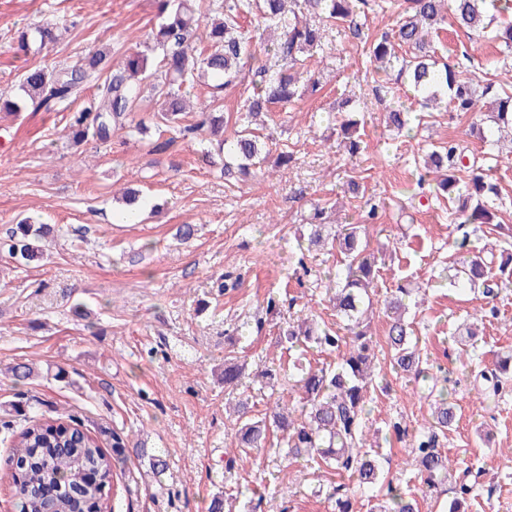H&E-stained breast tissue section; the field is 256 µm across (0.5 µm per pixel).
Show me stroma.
I'll list each match as a JSON object with an SVG mask.
<instances>
[{"mask_svg": "<svg viewBox=\"0 0 512 512\" xmlns=\"http://www.w3.org/2000/svg\"><path fill=\"white\" fill-rule=\"evenodd\" d=\"M398 3L369 0L361 35L331 33L328 50L308 60L310 69L326 76L321 90L274 107L265 122L276 139L274 153H292V162L246 182L225 183L206 161L205 130L163 154L148 153L143 140L122 131L109 145L76 148L65 133L88 97L51 111L29 106L0 112V239L26 216L61 229L46 246L42 266L16 268L0 252V407L34 397L42 400L45 416L75 413L89 431L105 426L131 445L144 443L147 456L131 448L117 465L105 512H207L219 491L234 495L236 512H254L259 491L265 494L260 503L284 512H333L326 488L337 477L314 472L310 462L289 467L269 451L237 456L233 469H226L232 430L224 409V358L245 353L251 374L280 358L279 327L292 313L284 308L265 318L263 302L270 295L299 296L317 319L335 326L321 287L298 286L297 278L305 266L335 271L336 255L300 253L296 240L309 234L305 219L318 204L340 202V221L367 224L368 195L385 202L378 223L367 224L371 246L397 250L394 265L380 272L378 289L414 288L420 303L415 334L430 363L443 367L459 404V423L440 445L460 467L484 469L492 486L469 512H512V392L494 412L484 411L451 337L458 325L493 307L498 317L483 330L482 359L488 364L494 353L512 349V288L488 297L434 282L455 241L479 250L492 236L464 235L446 199H414L422 148L456 140L478 155L479 132L473 116L436 111L421 128L400 134L386 127L383 103L365 94L372 65L364 43L393 26ZM47 22L64 32L43 48L35 29ZM154 24L153 0H0V95L20 96L28 68L72 66L97 49L120 63L127 52L150 43ZM21 30L30 33L25 52L15 48ZM434 45L463 70L497 61L493 80L512 83V59L504 60L498 41L447 27ZM353 95L364 96L365 108L358 114L361 150L351 156L339 148L327 116ZM351 178L363 186L364 197L347 194ZM127 188L143 189L164 210L137 224L117 223L116 198ZM180 224L196 225V236L185 243L175 239ZM227 274L238 285L223 291L217 282ZM76 303L81 309L75 313ZM259 317L261 334L232 343L235 327ZM387 329L384 315H376L372 332L381 369L370 419L379 431L387 479L400 491L417 493L390 426L398 422L418 432L429 408L417 383L392 369ZM17 364L34 369L20 384L7 372ZM60 368L65 378H56ZM154 452L167 463L159 476L149 465Z\"/></svg>", "mask_w": 512, "mask_h": 512, "instance_id": "1", "label": "stroma"}]
</instances>
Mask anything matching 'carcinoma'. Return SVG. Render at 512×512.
I'll return each mask as SVG.
<instances>
[{
    "instance_id": "carcinoma-1",
    "label": "carcinoma",
    "mask_w": 512,
    "mask_h": 512,
    "mask_svg": "<svg viewBox=\"0 0 512 512\" xmlns=\"http://www.w3.org/2000/svg\"><path fill=\"white\" fill-rule=\"evenodd\" d=\"M155 3L157 23L153 45L147 50L129 52L115 69L104 49L88 53L74 66L31 67L22 75V98L1 97L0 111L19 112L29 104L49 111L92 86L96 89L93 105L73 113L67 137L75 145L89 139L106 144L119 130L130 136L147 132L145 120L134 121L132 112L141 91L148 87L166 101L165 109L154 116L159 135H164L166 128H176L182 138L192 139L208 125L217 137L224 179L247 177L257 173L269 154L252 125L272 106L285 107L301 92L320 90V78L308 69L307 59L324 50L329 30L354 23L356 8L364 0H305L302 5L317 18L314 25L299 21L302 5L297 0ZM253 13L262 26L278 31L275 41L262 45L264 61L258 59L250 31L241 24ZM494 22L495 38L511 49L512 16L508 6L496 0H402L393 32L381 34L368 47L374 75L382 79L381 88L389 98L388 127L401 132L410 125V109L397 103L396 89L390 85V73L395 71L397 78L407 80L413 99L426 109L443 106L451 112L476 115L482 111L480 100L486 99L494 123L492 134L496 135L486 154L495 167L502 159L511 161L512 145L502 144L501 133L512 131V85L488 82L478 95L474 79L453 66L439 64L433 47V34L447 23L483 33ZM156 51L162 59L155 67L151 54ZM248 69L259 82L244 100L243 112L236 118L239 129L233 136H222L224 115L210 112L209 103L201 105L199 123L180 124L186 109L182 89L195 75L207 78L210 99L214 100L224 88L242 82ZM357 125L353 118L340 124L344 147L351 156L360 151V142L352 138ZM424 164L427 170L439 173L434 179L435 196L458 202V223L502 228L495 206L498 188L466 148L455 143L434 146L425 154ZM326 214L323 207L314 212L308 242L311 246L328 244L339 253L335 274L326 278L325 295L341 325L322 327L301 310L280 333L279 344L290 352L312 348L334 353L337 362L307 368L297 357L288 365V379L294 381L303 400L298 414L278 400L261 417L252 414L253 404L247 398L228 403L236 428L235 449L245 455L259 452L275 434L286 448L288 463L302 458L314 463L318 471L332 468L349 475L355 488L338 483L328 495L335 502L334 512H352L355 492L381 500L376 512H419L417 499L385 480L381 456L368 449L370 434H378L368 425V404L379 374L370 314L381 303L389 318L387 345L393 368L430 383L427 430L409 438L406 430L395 425L394 433L399 440L409 438L413 477L422 492L439 503L450 490L454 497L447 502V512H464L468 499L480 495L481 485L470 479V470L457 469L437 448L438 436L452 430L458 421V404L448 397L447 387H437L438 379L426 368L427 359L414 338L413 323L407 319L412 289L400 285L390 297L379 300L378 277L386 265V251L368 249L360 224H338L332 240L326 241L321 222ZM54 232L52 225L34 224L26 218L0 246L13 262L29 266L43 258L40 242ZM488 254V258L480 251L451 255L444 278L473 290L482 286L490 293L496 271L499 278L495 281L511 286L512 253L504 248L498 254L493 250ZM479 333L477 323L465 324L454 342L458 358L469 362L465 371L476 394L496 404L512 384V351L498 356L491 367H479L475 362ZM246 367V360L236 355L225 357L224 384L241 382ZM13 411L23 425L1 419L0 433L14 446L10 463L17 470L12 486L16 512H103L105 489L114 467L126 458L124 439L106 427L99 428L95 437L78 419L47 418L35 404L16 405ZM100 436L111 438V451L101 448Z\"/></svg>"
}]
</instances>
